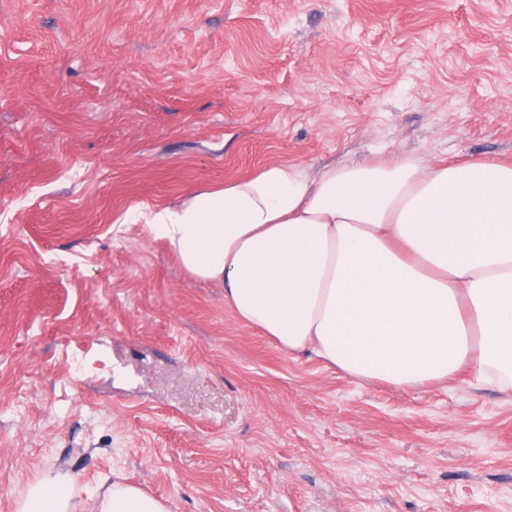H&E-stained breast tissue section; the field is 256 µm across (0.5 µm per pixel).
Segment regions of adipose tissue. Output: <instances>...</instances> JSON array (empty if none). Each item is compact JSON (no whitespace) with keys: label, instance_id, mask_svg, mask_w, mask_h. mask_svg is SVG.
Instances as JSON below:
<instances>
[{"label":"adipose tissue","instance_id":"adipose-tissue-1","mask_svg":"<svg viewBox=\"0 0 512 512\" xmlns=\"http://www.w3.org/2000/svg\"><path fill=\"white\" fill-rule=\"evenodd\" d=\"M186 274L291 355L421 387L466 366L512 392V163L391 157L292 164L148 208ZM70 477L29 485L19 512H67ZM99 512H168L113 482Z\"/></svg>","mask_w":512,"mask_h":512}]
</instances>
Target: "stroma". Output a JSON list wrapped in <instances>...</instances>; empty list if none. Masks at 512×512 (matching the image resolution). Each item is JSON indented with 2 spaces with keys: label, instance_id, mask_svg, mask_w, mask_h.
<instances>
[{
  "label": "stroma",
  "instance_id": "obj_1",
  "mask_svg": "<svg viewBox=\"0 0 512 512\" xmlns=\"http://www.w3.org/2000/svg\"><path fill=\"white\" fill-rule=\"evenodd\" d=\"M512 160V0H0V512H512V392L283 352L137 218L273 163ZM71 484L70 477L58 475L54 479L39 480L29 485L20 501L19 511L67 512L70 506ZM99 512H168L166 505L140 489L119 481L112 482Z\"/></svg>",
  "mask_w": 512,
  "mask_h": 512
}]
</instances>
